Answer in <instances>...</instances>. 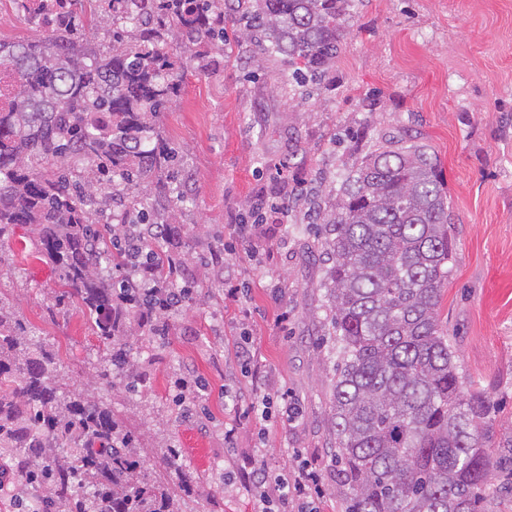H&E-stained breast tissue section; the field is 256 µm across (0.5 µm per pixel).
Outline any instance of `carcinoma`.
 I'll list each match as a JSON object with an SVG mask.
<instances>
[{
	"label": "carcinoma",
	"mask_w": 512,
	"mask_h": 512,
	"mask_svg": "<svg viewBox=\"0 0 512 512\" xmlns=\"http://www.w3.org/2000/svg\"><path fill=\"white\" fill-rule=\"evenodd\" d=\"M112 2V51L83 52L80 13L43 40L0 42V73L14 76L0 107V252L14 228L36 231L37 253L58 275L60 299L79 305L105 348L108 377L134 386L131 311L115 303L111 267L125 266L140 236L104 239L96 224H166L156 193L186 202V160L158 139L157 117L180 92L169 26L180 49L224 39L229 23L263 54L288 57L296 83L317 88L335 67L355 0ZM324 226L329 323L334 336L331 427L346 512H482L501 473L512 477V431L491 445L502 405L463 388L439 322L455 251L442 169L423 146L362 150L332 206L305 197ZM172 280L181 266L156 261ZM42 488L26 512H180L153 477L138 437L107 403L76 389L56 354L0 311V463ZM186 491L197 485L178 451L163 458Z\"/></svg>",
	"instance_id": "carcinoma-1"
}]
</instances>
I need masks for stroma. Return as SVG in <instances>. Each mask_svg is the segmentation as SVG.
<instances>
[{
  "instance_id": "1",
  "label": "stroma",
  "mask_w": 512,
  "mask_h": 512,
  "mask_svg": "<svg viewBox=\"0 0 512 512\" xmlns=\"http://www.w3.org/2000/svg\"><path fill=\"white\" fill-rule=\"evenodd\" d=\"M224 38V50L195 44L182 92L159 118L188 163L176 217L197 287L166 334L133 327L137 389L103 379L100 343L75 305H58L30 225L0 254V302L58 351L66 382L111 404L184 512H254L240 473L257 459L273 476L271 503L277 476L305 469L321 477L312 512H345L323 234L306 207L282 203L305 186L332 194L353 151L385 139L436 155L456 239L440 324L464 386L511 412L512 0H360L329 86L307 99L286 83L282 56H258L230 26ZM248 200L262 219L247 241ZM255 395L270 399L267 415L248 410ZM171 449L203 476L196 493L165 469Z\"/></svg>"
}]
</instances>
